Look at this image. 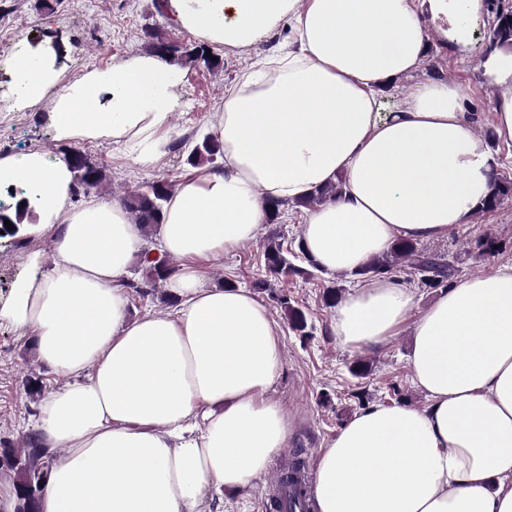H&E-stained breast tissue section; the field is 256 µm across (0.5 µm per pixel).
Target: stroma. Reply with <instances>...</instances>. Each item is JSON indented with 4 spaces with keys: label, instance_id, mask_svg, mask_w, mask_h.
<instances>
[{
    "label": "stroma",
    "instance_id": "1",
    "mask_svg": "<svg viewBox=\"0 0 512 512\" xmlns=\"http://www.w3.org/2000/svg\"><path fill=\"white\" fill-rule=\"evenodd\" d=\"M427 52L416 72L392 84L381 98V113L400 109L413 85L424 80L462 82L470 94L462 109L474 132L489 140L498 162L499 177L512 180V149L495 142L492 112L501 91L487 82L481 63L491 46V26L486 16L471 19L463 43L449 44L441 20L425 21ZM17 37V53L33 45L58 42L60 51L55 68L60 74L56 85L48 88L41 106L23 112L8 111L6 103L16 89L11 59L0 58V155L38 149L51 159H60L69 146H76L103 168L106 178L95 188L79 191L77 202L89 200L120 201L128 194L144 190L156 180L172 183L192 173L187 161L188 149L175 148L182 138L197 140L213 135L222 117L224 96L234 89L242 75L264 59L287 51L292 43L289 27L283 26L254 45L245 48L211 50L210 61L190 60L189 51L199 41L182 30L168 16L156 12L154 0H0V38ZM122 40L125 49L110 52L105 36ZM175 47L174 63L186 73L166 127L153 136L150 159H135L124 140L101 138L79 140L75 144L59 140L43 118L44 108L70 83L74 66L83 71H105L112 65L150 52L152 39ZM310 211L304 207H282L278 218L263 224L257 238L235 252L210 260L205 265V285L234 286L251 290L268 308L281 329L283 368L269 392L280 402L292 420L288 445L279 456L301 455L308 468H315L326 444L355 414L375 404L409 405L422 408L425 395L414 385L409 367L413 338L409 325H402L395 336L373 348L353 349L343 345L332 329L334 308L323 301L327 288L348 293L355 277L345 273L328 275L314 271L312 276H279L273 287H261L267 279L264 246L268 239L283 242L296 252L303 225ZM492 234L500 249L481 251L476 243L484 234ZM427 253L450 260L455 267L454 282L488 275L499 266L512 262V198L501 201L488 212L472 216L469 224L448 238L424 242ZM41 251L45 263H52L47 237L30 238L21 234L0 237V304L13 293L16 283L27 276V257ZM129 296L128 312L136 318L145 314L171 312V292L165 283L150 285L143 266L132 261L123 279ZM301 309L307 320L305 333L294 331L280 297ZM368 364L363 376L351 369L357 360ZM40 379L45 390L66 384V377L41 363L29 331L0 325V440L14 441L30 432L39 399L28 393L32 379ZM270 475H262L248 488L225 496L207 497L205 512H270L267 487Z\"/></svg>",
    "mask_w": 512,
    "mask_h": 512
}]
</instances>
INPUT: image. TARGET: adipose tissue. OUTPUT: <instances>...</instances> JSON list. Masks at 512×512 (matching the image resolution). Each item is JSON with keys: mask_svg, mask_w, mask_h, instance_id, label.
Instances as JSON below:
<instances>
[{"mask_svg": "<svg viewBox=\"0 0 512 512\" xmlns=\"http://www.w3.org/2000/svg\"><path fill=\"white\" fill-rule=\"evenodd\" d=\"M461 40L485 0H428ZM206 45L250 46L288 22L298 52L244 76L224 98V169L186 176L164 208L159 251L179 259L172 312L128 314L122 279L147 250L122 203L73 206L72 173L37 150L0 159V187L32 195L29 236L54 230L53 264L22 279L0 324L31 332L42 363L69 376L43 397L33 430L53 463L39 512H198L209 495L248 487L286 447L292 423L268 399L282 369L280 327L248 289L205 286L200 262L253 241L268 199L342 182L303 226L327 274L355 273L400 239L437 240L469 224L497 162L461 112V82H421L399 111L379 96L419 68L418 0H165ZM502 93L497 140L512 145V47L482 62ZM17 109L56 78L36 52L15 58ZM185 73L156 56L90 71L46 113L58 139H141L167 126ZM414 294L390 278L355 286L333 329L370 348L411 323L412 380L424 408L374 405L318 458L317 512H512V264L449 288L416 320Z\"/></svg>", "mask_w": 512, "mask_h": 512, "instance_id": "ef3b65f1", "label": "adipose tissue"}]
</instances>
